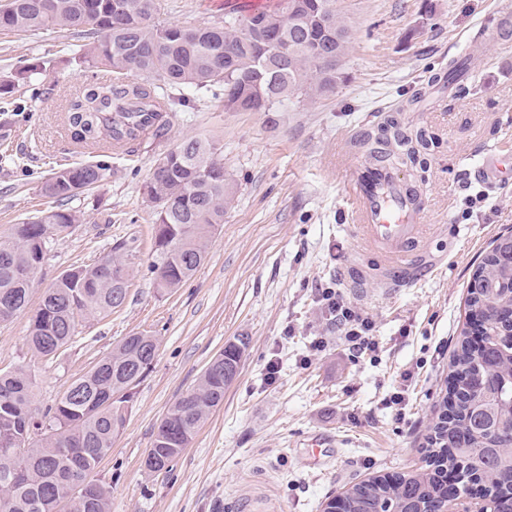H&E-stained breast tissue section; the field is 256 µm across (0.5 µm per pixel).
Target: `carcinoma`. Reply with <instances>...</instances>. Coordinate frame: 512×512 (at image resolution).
I'll use <instances>...</instances> for the list:
<instances>
[{"instance_id": "cac0c4a2", "label": "carcinoma", "mask_w": 512, "mask_h": 512, "mask_svg": "<svg viewBox=\"0 0 512 512\" xmlns=\"http://www.w3.org/2000/svg\"><path fill=\"white\" fill-rule=\"evenodd\" d=\"M284 0L253 9L230 0L224 18L207 26L161 25L160 0H0L1 34L66 30L83 40L72 54L112 77L85 85L69 100L72 138L87 146L123 147L165 130L156 103L161 87L224 91L226 112H277L293 99L326 97L336 89L349 50V28L337 0ZM257 18L262 26L245 25ZM274 38L288 55L259 43ZM329 50L328 63L320 49ZM424 135L402 132L376 141L369 156L398 168L416 163ZM222 146L191 138L160 156L144 185L156 214L152 272L156 287L169 293L187 282L205 260L224 213L235 196L224 174ZM112 177V167L89 162L62 167L41 186L55 205L0 241V323L28 309L31 279L50 238L80 221L69 201ZM124 241L86 266L66 270L31 314L27 346L43 357L62 354L79 322L120 308L128 292ZM468 312L483 317V341L475 346L463 329L449 364L454 385L444 397L426 437V465L407 473L377 475L353 484L339 497L338 512H452L466 494L453 488L444 470L463 469L484 486L495 512H512V261L500 247L487 252L467 287ZM248 342L214 356L196 384L170 406L158 424L144 460L159 473L188 447L211 412L223 404L233 379L224 366L241 364ZM155 338L125 337L112 353L76 378L57 403L39 414L32 408V381L22 366L0 370V474H13L6 512H111L112 487L93 473L123 428L134 388L151 367Z\"/></svg>"}]
</instances>
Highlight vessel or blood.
Segmentation results:
<instances>
[{
  "label": "vessel or blood",
  "instance_id": "vessel-or-blood-1",
  "mask_svg": "<svg viewBox=\"0 0 512 512\" xmlns=\"http://www.w3.org/2000/svg\"><path fill=\"white\" fill-rule=\"evenodd\" d=\"M346 191L353 234L378 256L377 268L349 267V283L360 287L372 282L384 292L395 293L435 272V265L423 257L420 203L396 172L381 163L354 165L348 170Z\"/></svg>",
  "mask_w": 512,
  "mask_h": 512
}]
</instances>
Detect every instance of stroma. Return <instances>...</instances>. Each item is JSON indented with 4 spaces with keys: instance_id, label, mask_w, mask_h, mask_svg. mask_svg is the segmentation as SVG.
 <instances>
[{
    "instance_id": "1",
    "label": "stroma",
    "mask_w": 512,
    "mask_h": 512,
    "mask_svg": "<svg viewBox=\"0 0 512 512\" xmlns=\"http://www.w3.org/2000/svg\"><path fill=\"white\" fill-rule=\"evenodd\" d=\"M432 4L425 16L422 0H338L351 39L332 95L277 112H228L221 88L186 89L172 95L163 135L119 151L83 149L71 139L65 101L103 73L73 60L70 34L0 35V76L48 63L37 79L0 91V240L51 206L40 187L59 165L112 167L109 182L71 201L81 221L51 241L30 308L62 272L100 260L115 241L133 251L123 307L88 318L56 360L29 351L28 314L0 324V369L27 368L40 412L126 336L158 340L97 469L112 487L111 512H322L354 483L422 465L434 409L449 388L447 349L467 322L468 281L494 238L512 231V181L478 174L512 154V40H479L499 15L512 13V0ZM223 15L224 0H162L159 19L203 26ZM474 51L477 64L449 82V65ZM397 126L433 139L400 176L420 194L427 248L443 264L393 295L351 294L373 317L380 342L375 357L354 359L312 291L344 281L351 263L376 264L372 250L356 251L347 229L341 160L364 161L367 140L392 136ZM188 137L220 143L236 194L194 276L162 293L151 270L156 215L143 186L158 156ZM469 187L486 190L494 207L461 223ZM240 336L249 346L223 404L167 470L147 471L143 460L168 407ZM320 337L324 350L312 351ZM410 369L413 379L403 380ZM397 388L410 420L400 428L384 405ZM316 435L329 441L318 457L308 449Z\"/></svg>"
}]
</instances>
